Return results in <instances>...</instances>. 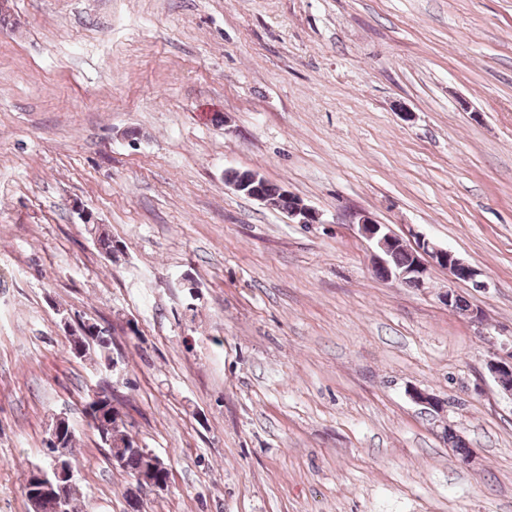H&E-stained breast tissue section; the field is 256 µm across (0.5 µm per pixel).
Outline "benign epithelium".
<instances>
[{
  "instance_id": "1",
  "label": "benign epithelium",
  "mask_w": 512,
  "mask_h": 512,
  "mask_svg": "<svg viewBox=\"0 0 512 512\" xmlns=\"http://www.w3.org/2000/svg\"><path fill=\"white\" fill-rule=\"evenodd\" d=\"M258 177H252L242 182H231L229 186L242 192L250 198L258 201L265 207L274 208L272 198L260 192L255 186ZM295 224H322V214L315 208L304 205L291 215ZM349 223L357 227L358 234L369 241L374 250L371 253V268L385 272V279L397 281L401 284H410L415 288L425 285L429 270L432 267L448 271V281L451 283L466 282L477 288H485L487 284L479 280L480 273L471 265L460 259L451 250L441 247L424 236L416 235L408 240L394 233L389 225L376 223L369 215L362 212H354L349 215ZM396 251L409 254L412 263L406 267L392 266V255ZM504 358L492 360L488 369L499 389L508 395H512V346L503 345ZM411 398L428 409L435 412L442 411V403L433 395L414 389L410 392ZM54 479L39 487L41 494H51L58 487L71 482L73 472L69 466V449L60 448L54 454L53 466Z\"/></svg>"
}]
</instances>
